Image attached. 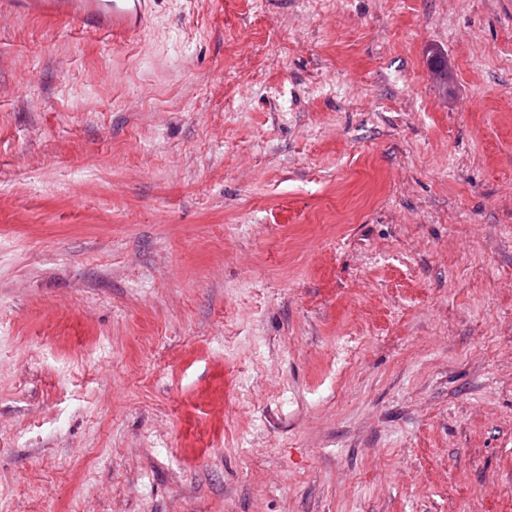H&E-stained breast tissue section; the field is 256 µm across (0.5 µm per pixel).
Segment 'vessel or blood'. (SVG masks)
I'll return each instance as SVG.
<instances>
[{
  "label": "vessel or blood",
  "mask_w": 512,
  "mask_h": 512,
  "mask_svg": "<svg viewBox=\"0 0 512 512\" xmlns=\"http://www.w3.org/2000/svg\"><path fill=\"white\" fill-rule=\"evenodd\" d=\"M148 3L149 0H0V12L71 18L90 30L125 39L142 28Z\"/></svg>",
  "instance_id": "1"
}]
</instances>
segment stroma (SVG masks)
Masks as SVG:
<instances>
[{"mask_svg":"<svg viewBox=\"0 0 512 512\" xmlns=\"http://www.w3.org/2000/svg\"><path fill=\"white\" fill-rule=\"evenodd\" d=\"M0 512H512V0L0 17Z\"/></svg>","mask_w":512,"mask_h":512,"instance_id":"1","label":"stroma"}]
</instances>
